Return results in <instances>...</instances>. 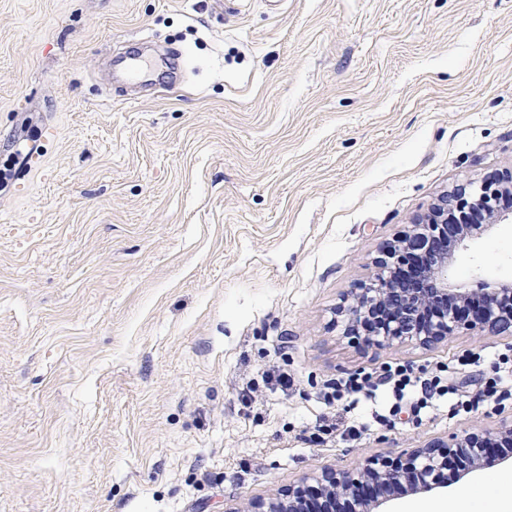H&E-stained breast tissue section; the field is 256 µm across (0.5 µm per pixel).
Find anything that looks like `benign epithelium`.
<instances>
[{"label":"benign epithelium","mask_w":512,"mask_h":512,"mask_svg":"<svg viewBox=\"0 0 512 512\" xmlns=\"http://www.w3.org/2000/svg\"><path fill=\"white\" fill-rule=\"evenodd\" d=\"M511 192L512 171L494 181L470 182L446 195L424 220L385 248L377 258V272L370 282L351 291L352 304L338 309L343 317V334L360 336L359 328L371 308L381 303L387 305V317L360 336L368 347L381 348L396 342L431 347L465 331L511 329V284L483 288L475 295L448 281L455 248L494 228L492 224H464L457 214H491L499 194ZM416 252L433 257V264L403 287L396 282L397 271L413 265ZM497 438L511 439L512 426L494 434L467 433L450 443L431 442L406 451L397 460L374 458L348 471L325 469L310 480L331 494H348L370 481L391 487L411 482L412 491L431 493L440 488L438 476L448 464L459 466L462 459H468L471 466L465 469L467 475L480 468L483 453L493 451L491 443ZM308 492L307 486H295L255 504L252 512H304L300 501Z\"/></svg>","instance_id":"7a95c632"}]
</instances>
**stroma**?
<instances>
[{"label": "stroma", "mask_w": 512, "mask_h": 512, "mask_svg": "<svg viewBox=\"0 0 512 512\" xmlns=\"http://www.w3.org/2000/svg\"><path fill=\"white\" fill-rule=\"evenodd\" d=\"M145 44L184 80L158 59L131 91ZM510 168L512 0H0V512H251L512 422V334L371 350L337 316L384 245ZM448 279L512 283V223L459 245ZM465 352L420 417L381 421L385 385L321 400ZM272 366L287 393L260 387ZM490 473L512 468L443 471L434 498L456 512ZM375 386L376 384L371 373L360 372L344 381L336 383V388L333 389L331 394H325L324 400L326 404H332L336 399V394H340L341 391L347 395H361L365 399H376V394L374 393Z\"/></svg>", "instance_id": "obj_1"}]
</instances>
